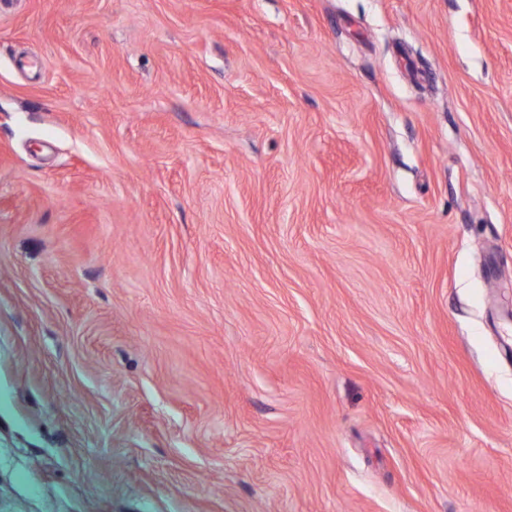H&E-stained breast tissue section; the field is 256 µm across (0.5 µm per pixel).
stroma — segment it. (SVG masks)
Here are the masks:
<instances>
[{"label":"stroma","instance_id":"obj_1","mask_svg":"<svg viewBox=\"0 0 512 512\" xmlns=\"http://www.w3.org/2000/svg\"><path fill=\"white\" fill-rule=\"evenodd\" d=\"M0 512H512V0H0Z\"/></svg>","mask_w":512,"mask_h":512}]
</instances>
